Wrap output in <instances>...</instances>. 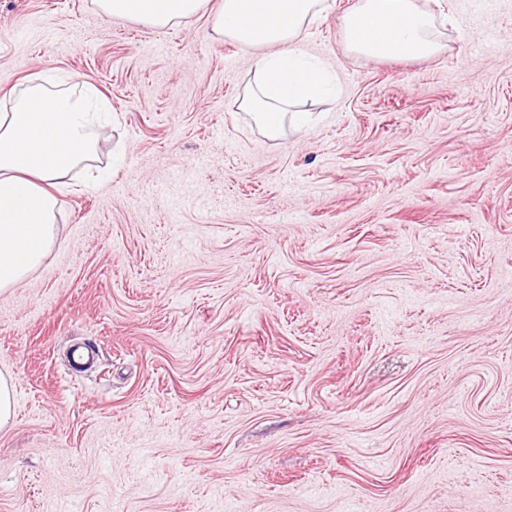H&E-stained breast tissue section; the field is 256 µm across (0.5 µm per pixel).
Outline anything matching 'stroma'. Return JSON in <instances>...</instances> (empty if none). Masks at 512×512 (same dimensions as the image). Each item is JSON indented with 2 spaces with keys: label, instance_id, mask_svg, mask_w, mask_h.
<instances>
[{
  "label": "stroma",
  "instance_id": "obj_1",
  "mask_svg": "<svg viewBox=\"0 0 512 512\" xmlns=\"http://www.w3.org/2000/svg\"><path fill=\"white\" fill-rule=\"evenodd\" d=\"M351 2L305 40L335 94L272 139L209 16L0 0V106L95 90L110 172L0 296V512H512V0H421L422 60L345 51ZM14 418V380L0 372V430L8 427Z\"/></svg>",
  "mask_w": 512,
  "mask_h": 512
}]
</instances>
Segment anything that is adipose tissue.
<instances>
[{
	"label": "adipose tissue",
	"instance_id": "obj_1",
	"mask_svg": "<svg viewBox=\"0 0 512 512\" xmlns=\"http://www.w3.org/2000/svg\"><path fill=\"white\" fill-rule=\"evenodd\" d=\"M99 11L165 29L211 13L214 32L254 54L241 107L271 138L304 124L300 104L324 99L329 76L305 50L306 30L333 0H95ZM350 53L371 59L439 54L436 17L418 0H353L340 17ZM99 120L72 88L34 84L0 113V294L20 287L57 238V194L69 172L98 151Z\"/></svg>",
	"mask_w": 512,
	"mask_h": 512
}]
</instances>
